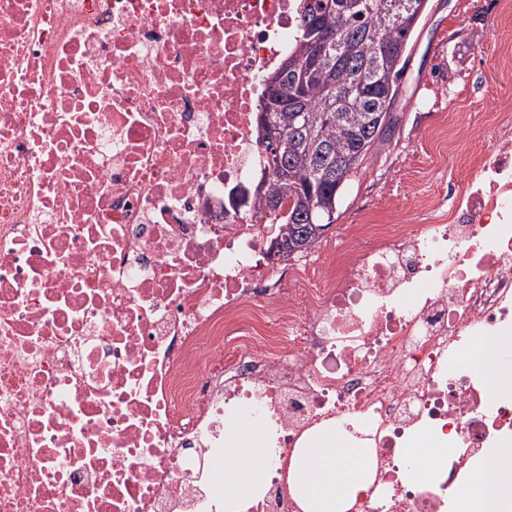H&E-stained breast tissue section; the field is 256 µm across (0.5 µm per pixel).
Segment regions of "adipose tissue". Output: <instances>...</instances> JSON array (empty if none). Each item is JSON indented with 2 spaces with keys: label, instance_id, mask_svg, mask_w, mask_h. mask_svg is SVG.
I'll list each match as a JSON object with an SVG mask.
<instances>
[{
  "label": "adipose tissue",
  "instance_id": "ef3b65f1",
  "mask_svg": "<svg viewBox=\"0 0 512 512\" xmlns=\"http://www.w3.org/2000/svg\"><path fill=\"white\" fill-rule=\"evenodd\" d=\"M373 465L340 427L297 449L288 472L289 489L302 512H347L367 485ZM270 466L263 428L250 421L231 425L224 456V512H245L266 486ZM507 482H512L511 449L500 451L487 472L475 475L459 496V512H498L499 490Z\"/></svg>",
  "mask_w": 512,
  "mask_h": 512
}]
</instances>
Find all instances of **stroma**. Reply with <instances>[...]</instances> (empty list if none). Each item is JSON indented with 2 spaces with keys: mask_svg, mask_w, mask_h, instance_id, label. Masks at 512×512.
Instances as JSON below:
<instances>
[{
  "mask_svg": "<svg viewBox=\"0 0 512 512\" xmlns=\"http://www.w3.org/2000/svg\"><path fill=\"white\" fill-rule=\"evenodd\" d=\"M503 26L499 0H428L400 80L396 132L347 183L326 238L340 237L344 225L366 214L392 209L405 223H416L412 198L438 194L450 176L448 167L426 156L441 121L456 129L448 147L456 163L493 148L486 115L503 96L493 81L494 43Z\"/></svg>",
  "mask_w": 512,
  "mask_h": 512,
  "instance_id": "1",
  "label": "stroma"
}]
</instances>
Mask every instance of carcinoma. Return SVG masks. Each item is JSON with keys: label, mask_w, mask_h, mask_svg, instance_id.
Segmentation results:
<instances>
[{"label": "carcinoma", "mask_w": 512, "mask_h": 512, "mask_svg": "<svg viewBox=\"0 0 512 512\" xmlns=\"http://www.w3.org/2000/svg\"><path fill=\"white\" fill-rule=\"evenodd\" d=\"M394 0H300L292 52L266 75L256 122L270 181L256 194L257 220L275 225L286 251L311 249L330 225L348 177L391 140L404 55L422 14L393 13ZM304 118L288 120V113ZM276 126L277 139L262 131ZM343 169L333 185L326 173Z\"/></svg>", "instance_id": "carcinoma-1"}]
</instances>
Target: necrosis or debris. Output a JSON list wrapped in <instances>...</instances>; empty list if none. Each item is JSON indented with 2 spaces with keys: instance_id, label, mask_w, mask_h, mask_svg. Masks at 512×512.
<instances>
[{
  "instance_id": "necrosis-or-debris-1",
  "label": "necrosis or debris",
  "mask_w": 512,
  "mask_h": 512,
  "mask_svg": "<svg viewBox=\"0 0 512 512\" xmlns=\"http://www.w3.org/2000/svg\"><path fill=\"white\" fill-rule=\"evenodd\" d=\"M297 0H0V512H224L228 424L274 448L249 512H301L296 448L350 416L349 512H454L512 396V102L427 224L347 225L271 262L253 192L263 78ZM244 330L225 342L229 325ZM447 440L405 482L412 437ZM496 347V342L485 338H478L463 351V356L479 373L486 377L488 382H494L498 386L504 381H507L510 374L501 375L496 368L493 359Z\"/></svg>"
}]
</instances>
